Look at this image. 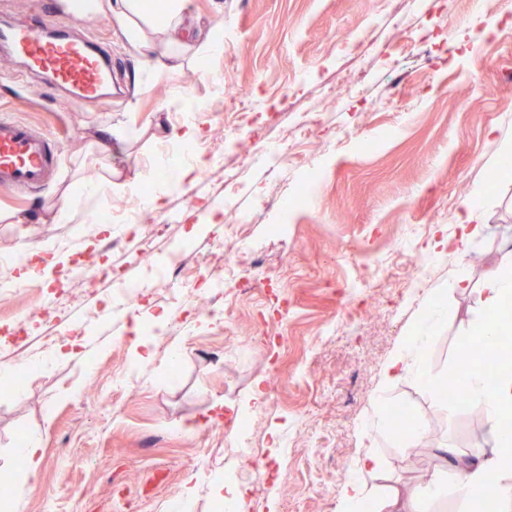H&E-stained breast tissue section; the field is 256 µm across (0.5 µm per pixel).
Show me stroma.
I'll return each instance as SVG.
<instances>
[{
    "instance_id": "obj_1",
    "label": "stroma",
    "mask_w": 512,
    "mask_h": 512,
    "mask_svg": "<svg viewBox=\"0 0 512 512\" xmlns=\"http://www.w3.org/2000/svg\"><path fill=\"white\" fill-rule=\"evenodd\" d=\"M393 0H190L192 25L222 24L224 51L201 70L192 55L155 80L143 56L104 17L65 12L58 21L97 39L112 55L111 100L85 103L50 91L38 77L0 79V115L30 122L60 138L51 182L23 197L0 192L1 273L18 276L22 245L58 246L24 288H0V322L45 304L43 290L77 252L107 249L116 281L90 277L72 286L65 322L41 326L53 344L25 340L18 358L43 362L28 384L0 366V505L9 512H169L184 493L192 512H221L218 488L239 469L259 470L239 512H336L345 483L359 478L370 496L408 485L414 468L438 474L439 495H421L419 512H467L457 474L432 446L469 452L479 430L452 408L433 405L411 377L384 383V365L400 352L432 299L442 318L426 348L431 377L455 371L460 337L484 317L477 302L490 268L512 266V177L492 178L500 141L512 139V0H416L406 22L424 44L403 51L399 66L382 57L355 62L341 51L370 20L391 42ZM249 97L255 126L281 113L255 145L258 163L233 192L213 167L166 195L169 224L143 257L128 224L153 194L159 173L196 163L174 138L185 122L167 111L175 96L197 106V142L232 162L243 155L225 123L224 95ZM310 125V143L287 165L262 163L286 129ZM134 129L128 140L114 131ZM265 126V125H264ZM322 181L300 186L309 166ZM132 181L137 192L94 197L84 213L111 214L110 231L57 224L52 207L104 177ZM482 232L466 258L442 253L413 282L410 256L458 232L456 216L475 187ZM240 219L269 276L207 317L163 293L161 277L179 254L190 279L221 289L231 250L217 251L225 218ZM467 271L472 289L455 286ZM142 302L129 305L126 289ZM180 319L183 329L150 340L149 363H134V326ZM277 380L259 407L257 384ZM408 408L428 441L402 453L379 430L389 404ZM250 431L246 457L234 449ZM42 438L35 479L17 456L29 435ZM375 454L379 471L358 460Z\"/></svg>"
}]
</instances>
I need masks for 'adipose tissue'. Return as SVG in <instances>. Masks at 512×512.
Returning a JSON list of instances; mask_svg holds the SVG:
<instances>
[{"label":"adipose tissue","mask_w":512,"mask_h":512,"mask_svg":"<svg viewBox=\"0 0 512 512\" xmlns=\"http://www.w3.org/2000/svg\"><path fill=\"white\" fill-rule=\"evenodd\" d=\"M188 0H161L157 10H148L146 0H84L83 10L105 17L116 24L132 47L157 51L155 77H163L179 68L182 54L194 49L200 66L219 54L224 43L216 38L214 28H199L194 40H187L186 11ZM440 321L438 303H430L426 317L409 337L402 352L384 367L382 377L392 382L401 376H413L426 386L434 381L423 366L428 338ZM459 370L465 379V393L472 403L484 412L503 420L512 415V376L487 377L482 369L467 361H460ZM500 448L487 455L483 448L472 449L467 455L456 457L454 468L459 473L457 492L464 499L479 496L485 475L498 469L504 455L512 452V431L498 430Z\"/></svg>","instance_id":"obj_1"}]
</instances>
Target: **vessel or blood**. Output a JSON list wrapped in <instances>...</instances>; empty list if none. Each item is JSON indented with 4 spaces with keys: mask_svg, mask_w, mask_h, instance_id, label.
Wrapping results in <instances>:
<instances>
[{
    "mask_svg": "<svg viewBox=\"0 0 512 512\" xmlns=\"http://www.w3.org/2000/svg\"><path fill=\"white\" fill-rule=\"evenodd\" d=\"M63 0L33 21L0 22V56L19 62L27 75L43 74L57 91L92 102L112 86V60L86 34L60 27ZM58 144L29 123L0 115V189L29 195L44 188L55 171Z\"/></svg>",
    "mask_w": 512,
    "mask_h": 512,
    "instance_id": "vessel-or-blood-1",
    "label": "vessel or blood"
}]
</instances>
